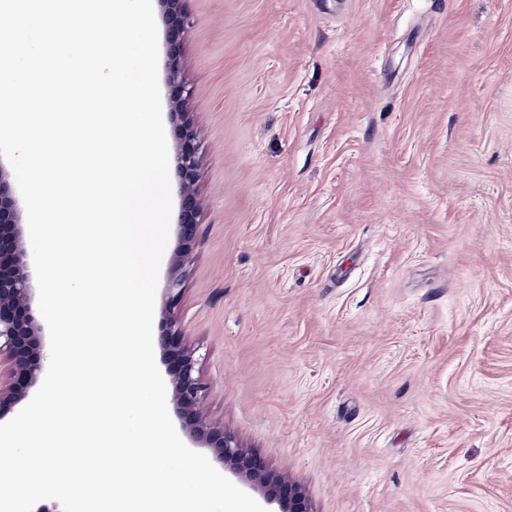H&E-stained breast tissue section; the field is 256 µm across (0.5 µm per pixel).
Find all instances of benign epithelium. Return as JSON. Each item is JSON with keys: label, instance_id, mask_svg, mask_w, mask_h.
<instances>
[{"label": "benign epithelium", "instance_id": "benign-epithelium-1", "mask_svg": "<svg viewBox=\"0 0 512 512\" xmlns=\"http://www.w3.org/2000/svg\"><path fill=\"white\" fill-rule=\"evenodd\" d=\"M168 21L171 87L170 115L176 124L175 175L181 193L179 246L162 308L158 345L170 360L168 373L172 398L183 429L210 449L214 460L235 474L279 512H310L300 487L269 471L264 463L241 446L237 438L213 424L200 410L204 385L196 374V351L184 342L176 308L183 290V269L191 258L199 231L200 203L193 186L199 166V134L183 103L190 89L180 76L179 60L186 38L187 0H158ZM48 352L33 309V294L25 263L20 210L0 166V419L24 404L29 391L45 376Z\"/></svg>", "mask_w": 512, "mask_h": 512}]
</instances>
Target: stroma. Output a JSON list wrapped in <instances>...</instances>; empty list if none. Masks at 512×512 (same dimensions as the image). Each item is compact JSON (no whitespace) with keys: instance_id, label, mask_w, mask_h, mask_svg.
<instances>
[{"instance_id":"1","label":"stroma","mask_w":512,"mask_h":512,"mask_svg":"<svg viewBox=\"0 0 512 512\" xmlns=\"http://www.w3.org/2000/svg\"><path fill=\"white\" fill-rule=\"evenodd\" d=\"M210 421L311 512H512V0H188Z\"/></svg>"}]
</instances>
